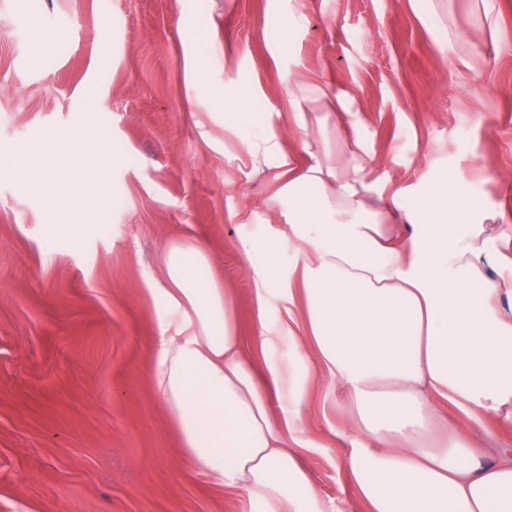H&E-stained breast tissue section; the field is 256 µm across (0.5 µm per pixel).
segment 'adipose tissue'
Wrapping results in <instances>:
<instances>
[{
  "instance_id": "obj_1",
  "label": "adipose tissue",
  "mask_w": 512,
  "mask_h": 512,
  "mask_svg": "<svg viewBox=\"0 0 512 512\" xmlns=\"http://www.w3.org/2000/svg\"><path fill=\"white\" fill-rule=\"evenodd\" d=\"M294 120L313 161L294 170L270 127L241 138L253 166L288 169L279 194L288 201V237H246L257 338L266 351L257 379L242 354L234 310L210 274L198 241L170 244L160 263L164 281L153 390L198 472L239 494L244 512H345L320 495L288 445L293 418L271 417L269 396L301 407L309 364L346 395L351 446L343 458L366 512H512V456L482 460L466 434L446 430L442 402L473 421L512 417V314L498 308L512 298V279L489 280L484 266L485 224L459 226L468 198L450 185L428 187L405 208L404 189L384 193L371 182L377 160L359 150H314L328 126L360 139L361 122L347 99L308 95L292 85ZM103 184L88 156L70 153L52 163L8 161L0 172L33 186L57 209L71 200L55 173ZM410 224L393 237V220ZM298 243L307 325L296 332L270 316L272 289L291 288L271 266L253 264L256 252ZM301 349L287 370L273 356L282 343Z\"/></svg>"
}]
</instances>
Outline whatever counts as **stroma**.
<instances>
[{
  "label": "stroma",
  "mask_w": 512,
  "mask_h": 512,
  "mask_svg": "<svg viewBox=\"0 0 512 512\" xmlns=\"http://www.w3.org/2000/svg\"><path fill=\"white\" fill-rule=\"evenodd\" d=\"M0 0V149H52L71 129L106 170L104 223L74 242L53 205L0 174V512H241L194 472L151 369L160 302L145 279L164 249L198 240L263 369L241 238L288 230L281 169L254 168L239 136L270 124L298 164L289 83L343 94L383 159L371 181L449 182L473 218L496 213L490 280L512 277V0ZM303 9L306 27H288ZM458 38L442 51L441 29ZM41 64H31L36 49ZM206 59L188 84L185 62ZM254 88L216 113L214 90ZM342 397L311 367L288 440L317 491L365 512L343 468ZM455 426L493 461L512 420Z\"/></svg>",
  "instance_id": "obj_1"
}]
</instances>
